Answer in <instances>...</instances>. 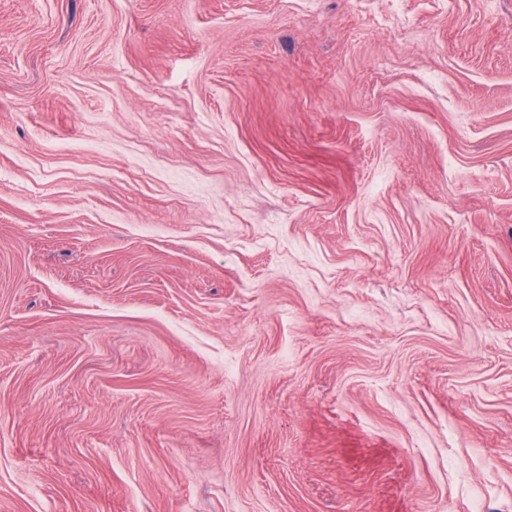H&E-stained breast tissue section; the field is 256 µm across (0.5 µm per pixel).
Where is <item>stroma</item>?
I'll use <instances>...</instances> for the list:
<instances>
[{
    "mask_svg": "<svg viewBox=\"0 0 512 512\" xmlns=\"http://www.w3.org/2000/svg\"><path fill=\"white\" fill-rule=\"evenodd\" d=\"M0 512H512V0H0Z\"/></svg>",
    "mask_w": 512,
    "mask_h": 512,
    "instance_id": "obj_1",
    "label": "stroma"
}]
</instances>
